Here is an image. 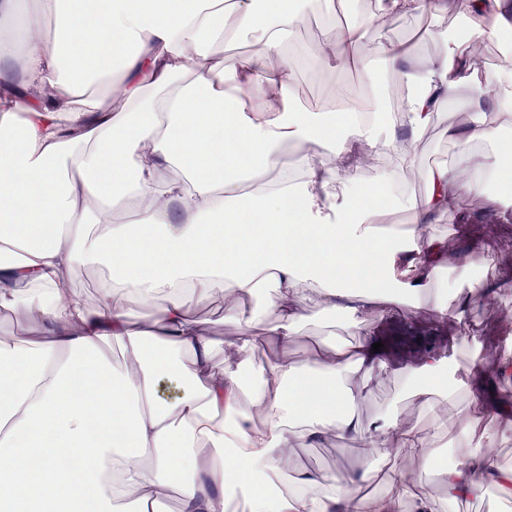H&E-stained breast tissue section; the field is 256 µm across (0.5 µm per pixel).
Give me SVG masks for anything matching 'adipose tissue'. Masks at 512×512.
<instances>
[{
    "label": "adipose tissue",
    "instance_id": "1",
    "mask_svg": "<svg viewBox=\"0 0 512 512\" xmlns=\"http://www.w3.org/2000/svg\"><path fill=\"white\" fill-rule=\"evenodd\" d=\"M452 5L474 17L471 31L422 65H409L398 41L364 46L365 31L441 10V0H374L311 63L349 62L369 84L382 68L401 72L405 106L382 142L400 171L412 155L399 132L421 136L444 102L470 90L471 118L448 137L494 153L464 183L430 171L426 195L403 208L417 224H462L465 213L448 208L461 189L485 195L487 214L503 221L512 59L494 71L487 101L472 56L512 30V0ZM299 22L297 0H104L97 11L81 0H0V308L35 329L0 340V512H157L173 496L180 512H228L239 494L248 512H435L408 472L395 493L310 473L280 489L296 448L333 432L379 460L402 452L439 471L449 501L481 497L489 482L512 496V467L486 456L483 399L457 401L469 368L430 356L403 375L421 404L458 414L467 451L452 467L391 410L368 423L356 414V388L386 369L366 313L424 301L459 322L464 308L448 300L440 238L420 245L411 230L378 232L395 205L392 175L340 184L321 158L330 147L351 159L370 107L358 105L354 122L345 109L295 106L289 45ZM247 31L258 34L254 50L228 58L226 41ZM286 143L299 147L300 167ZM85 265L108 272L95 306L65 286ZM264 286L278 344L293 343L308 306L345 313L351 341L254 363L263 339L244 301ZM218 294L236 331L220 362L189 311ZM132 297L151 308L150 322L136 323Z\"/></svg>",
    "mask_w": 512,
    "mask_h": 512
}]
</instances>
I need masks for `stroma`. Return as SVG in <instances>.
I'll return each instance as SVG.
<instances>
[{"instance_id": "35a3bbf8", "label": "stroma", "mask_w": 512, "mask_h": 512, "mask_svg": "<svg viewBox=\"0 0 512 512\" xmlns=\"http://www.w3.org/2000/svg\"><path fill=\"white\" fill-rule=\"evenodd\" d=\"M303 19L296 34L299 46L314 50L325 40L333 38L335 28L330 25L324 7L318 0H304ZM458 33L461 30L460 16L455 10L444 13L436 11L418 12L391 19L370 29L369 39H392L406 42L411 48L413 62L420 63L436 55L441 45L435 41L422 39L424 30ZM398 74L390 72L383 85L374 87L360 81L359 74L351 64L332 60L316 69H304L297 77L292 95L302 106H321L324 96L335 94L337 88H344L349 99L373 101L379 110L394 108L392 92L400 87ZM463 113L456 105H443L437 121L422 136L411 142L413 165L396 183L394 194L397 202L407 198H421L427 189L429 170L445 166L456 173L471 174L475 158L487 152L484 144L474 146L472 152L465 153L448 139L449 125L463 120ZM325 162L336 169L339 181H354L370 184L392 168L390 153L380 147L361 143L354 166H342L334 150L321 152ZM483 202L480 197L467 195L462 206L463 212L470 215V223L456 226L440 221L423 224V235L445 238L449 254L466 253L469 246H476V276L491 284V292L472 288L470 281L449 273L454 281L455 291L469 300L468 310L462 323L453 325L441 320L438 314L427 308L407 306L385 313L372 312L365 320L374 339H381L396 328L409 326L427 332V339L420 347L410 351H388L382 359L390 370L358 401L359 414L368 419L380 409L393 406L399 419L428 436L437 454L461 453V446L451 445L448 429L456 424L455 415L441 409L424 408L402 387V370L417 367L427 354H435L441 359H450L471 364L472 374L468 375L460 387L457 398L466 403L470 396H482L487 405L485 425L493 436L488 453L493 463L512 466V431L502 429L504 416L512 415V380L501 379L497 368L504 359L512 358V289L497 288L502 277L512 273V223L488 224L482 221ZM308 320L299 335L288 348L269 344L255 354L256 361H263L266 354L285 353L288 357L303 358L308 349L319 344H333L349 340L348 321L334 318L316 310H308ZM469 333L470 345H463L461 333ZM298 462L315 473H335L337 481L343 482L352 475L368 472L365 484L367 491H375L391 484L392 469L411 471L417 474L421 489L435 502L437 512H512V501L500 499L495 487H486L482 497L459 500L449 503L444 487L438 477L424 470L421 463L408 455L398 456L393 465H385L375 458L364 455L356 448L355 441L332 435L316 448H301L297 451Z\"/></svg>"}]
</instances>
